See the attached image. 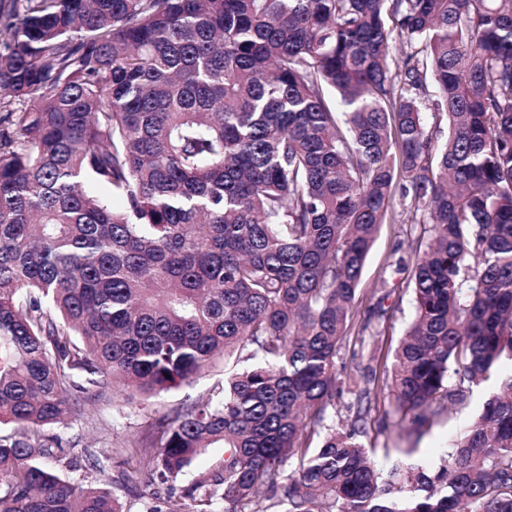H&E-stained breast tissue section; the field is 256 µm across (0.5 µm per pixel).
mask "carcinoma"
<instances>
[{
  "mask_svg": "<svg viewBox=\"0 0 512 512\" xmlns=\"http://www.w3.org/2000/svg\"><path fill=\"white\" fill-rule=\"evenodd\" d=\"M2 111L0 512H126L46 429L218 359L132 454L224 449L195 512H512V0H0ZM389 220L429 226L395 412L494 387L432 466L377 461V372L337 364Z\"/></svg>",
  "mask_w": 512,
  "mask_h": 512,
  "instance_id": "obj_1",
  "label": "carcinoma"
}]
</instances>
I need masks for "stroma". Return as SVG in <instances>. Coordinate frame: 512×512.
<instances>
[{
  "mask_svg": "<svg viewBox=\"0 0 512 512\" xmlns=\"http://www.w3.org/2000/svg\"><path fill=\"white\" fill-rule=\"evenodd\" d=\"M427 236L428 228L421 224L381 226L364 265L357 301L352 308L354 334L341 352V361L347 367L357 365L356 355L361 352L371 357L378 377H385L390 369L394 350L414 316L408 277L395 273L394 268L399 259L408 258ZM223 380L222 370L216 368L147 401L130 400L120 393L101 401L83 402L81 411L70 417L66 425L58 427L57 432L69 440L80 439L82 446L96 453L109 454L111 463L105 473L84 466L66 471V478L79 484H105L125 503L128 512H147L159 495L182 496L190 476L158 484L147 471L135 466L132 447L149 438L163 415L221 386ZM489 391V385H480L474 388L469 405L439 411L432 419L431 428L419 438L409 436L407 422L394 412L387 392H380L369 414L364 443L366 447L378 449L410 448L414 460L436 462L448 441L469 424Z\"/></svg>",
  "mask_w": 512,
  "mask_h": 512,
  "instance_id": "obj_1",
  "label": "stroma"
}]
</instances>
